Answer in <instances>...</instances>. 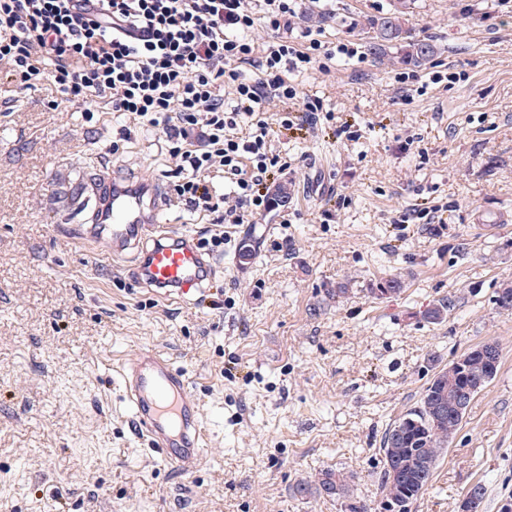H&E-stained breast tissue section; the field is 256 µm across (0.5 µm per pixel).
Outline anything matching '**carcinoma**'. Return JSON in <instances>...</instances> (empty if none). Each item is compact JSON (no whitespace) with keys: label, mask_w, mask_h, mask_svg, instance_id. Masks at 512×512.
I'll return each mask as SVG.
<instances>
[{"label":"carcinoma","mask_w":512,"mask_h":512,"mask_svg":"<svg viewBox=\"0 0 512 512\" xmlns=\"http://www.w3.org/2000/svg\"><path fill=\"white\" fill-rule=\"evenodd\" d=\"M410 0H393L386 14L369 21V48L381 53L389 48L401 50V62L425 64L435 53L426 41L408 39ZM451 301L441 300L424 312V318L437 323L446 318ZM468 365L471 396H477L497 376L498 370L486 368L476 349L462 355ZM462 384L454 363L434 372L421 393L416 407L390 424L379 448L383 468L379 490L384 512H410V507L431 482L439 459L448 451V442L461 427L466 410H458ZM353 475L331 469L293 487L295 496L334 498L342 512H367L363 501L351 491Z\"/></svg>","instance_id":"carcinoma-1"}]
</instances>
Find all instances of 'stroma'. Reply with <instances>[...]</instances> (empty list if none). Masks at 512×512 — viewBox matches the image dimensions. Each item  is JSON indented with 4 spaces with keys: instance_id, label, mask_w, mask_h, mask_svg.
I'll return each instance as SVG.
<instances>
[{
    "instance_id": "35a3bbf8",
    "label": "stroma",
    "mask_w": 512,
    "mask_h": 512,
    "mask_svg": "<svg viewBox=\"0 0 512 512\" xmlns=\"http://www.w3.org/2000/svg\"><path fill=\"white\" fill-rule=\"evenodd\" d=\"M390 0H302L296 27L352 43L327 72L293 73L337 124L275 133L284 207L224 225V270L206 301H164L72 231L86 196L57 199L107 166L148 180L166 219L210 237L215 216L173 195L163 135L108 99L58 102L0 65V512H341L293 485L324 468L355 475L382 512L381 437L415 407L435 368L488 341L497 377L471 402L411 512H454L475 484L483 512L512 496V6L415 0L408 26L435 45L405 93L406 65L369 51L367 22ZM448 81L435 82L436 73ZM448 221L426 227L424 211ZM257 243L239 260L245 238ZM391 277L405 288L380 294ZM349 285L328 298L326 289ZM448 299L447 319L423 312ZM191 377L210 434L194 467L163 464L134 440L115 366L139 347Z\"/></svg>"
}]
</instances>
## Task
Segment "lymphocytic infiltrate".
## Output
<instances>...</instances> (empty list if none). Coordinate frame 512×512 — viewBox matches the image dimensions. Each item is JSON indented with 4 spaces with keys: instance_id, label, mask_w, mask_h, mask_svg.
<instances>
[{
    "instance_id": "f902f5d3",
    "label": "lymphocytic infiltrate",
    "mask_w": 512,
    "mask_h": 512,
    "mask_svg": "<svg viewBox=\"0 0 512 512\" xmlns=\"http://www.w3.org/2000/svg\"><path fill=\"white\" fill-rule=\"evenodd\" d=\"M296 2L265 0L259 16L248 0H0V63L27 90L50 81L68 102L104 96L113 111L161 130L180 160L178 198L243 224L277 205L264 190L279 163L264 109L299 98L285 72H324L336 54L354 53L345 43L325 47L309 30L289 37ZM260 24L273 38L257 60L252 33ZM252 62L258 77L241 78L240 65ZM228 83L236 92L231 109ZM302 101L304 119L320 122L322 101ZM214 167L233 187L224 208L204 177Z\"/></svg>"
}]
</instances>
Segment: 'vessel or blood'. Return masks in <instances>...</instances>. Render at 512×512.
I'll return each mask as SVG.
<instances>
[{"label": "vessel or blood", "instance_id": "b4317fda", "mask_svg": "<svg viewBox=\"0 0 512 512\" xmlns=\"http://www.w3.org/2000/svg\"><path fill=\"white\" fill-rule=\"evenodd\" d=\"M93 192L88 224L78 230L81 239L106 244L118 260L135 250L129 273L140 288L157 296L174 294L191 302L208 292L219 260L202 251L195 235L166 222L153 187L117 182L103 168ZM116 373L135 438L170 465L201 461L209 434L187 371L171 356L145 346L122 360Z\"/></svg>", "mask_w": 512, "mask_h": 512}]
</instances>
